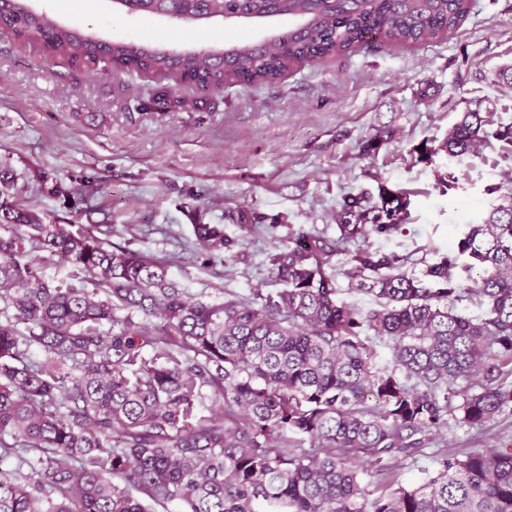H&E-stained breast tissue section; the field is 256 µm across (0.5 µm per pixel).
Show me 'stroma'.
I'll list each match as a JSON object with an SVG mask.
<instances>
[{
	"label": "stroma",
	"instance_id": "stroma-1",
	"mask_svg": "<svg viewBox=\"0 0 512 512\" xmlns=\"http://www.w3.org/2000/svg\"><path fill=\"white\" fill-rule=\"evenodd\" d=\"M51 17L112 39L186 41L200 47L257 37L252 28L216 25L188 35L176 24L72 0H35ZM512 0H472L459 29L433 43L359 50L295 67L278 83L230 84L205 93L134 72L104 75L47 59L0 35V167L13 173L11 195L53 224H95L117 248L164 261L171 275L207 300L253 299L280 290L269 262L289 231L336 238L340 199L379 186L411 190L409 218L372 247L407 257L422 273L448 255L465 225L487 217L512 191V158L497 142L451 158L417 159L422 141L440 143L473 101L492 127L512 125ZM168 93L167 107L155 106ZM393 131L373 156L359 145ZM62 181L90 177L86 209L71 213L41 186L39 172ZM266 215L243 231L239 208ZM220 224L240 239L229 264L209 260L195 224ZM512 444V415L478 431L449 421L425 447L393 465L399 484L437 468V452Z\"/></svg>",
	"mask_w": 512,
	"mask_h": 512
}]
</instances>
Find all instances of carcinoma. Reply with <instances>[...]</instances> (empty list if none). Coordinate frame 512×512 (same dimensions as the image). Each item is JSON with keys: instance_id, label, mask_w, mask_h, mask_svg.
<instances>
[{"instance_id": "carcinoma-1", "label": "carcinoma", "mask_w": 512, "mask_h": 512, "mask_svg": "<svg viewBox=\"0 0 512 512\" xmlns=\"http://www.w3.org/2000/svg\"><path fill=\"white\" fill-rule=\"evenodd\" d=\"M471 2L172 0V20L187 32L200 30L204 12L288 20L268 49L240 41L224 57L99 41L28 0H0V27L77 69L222 88L273 84L300 64L363 48L431 43L459 26ZM487 125L470 110L438 147L425 141L415 151L421 161L459 157L492 136L511 158L512 126ZM11 183L0 170V458L17 460L13 471L0 468V512H151L148 500L181 512H512V444L445 450L435 474L411 489L396 486L388 465L451 417L483 428L512 408L511 196L418 276L407 258L367 244L399 232L409 194L350 193L334 215L336 239L299 229L276 246L269 261L283 288L257 306L205 300L164 263L112 250L91 227L45 224L3 198ZM41 184L76 212L92 187L88 177L67 185L47 172ZM266 220L238 213L247 231ZM194 234L212 261L229 263L240 246L220 224H196ZM27 239L70 265L69 280L42 278ZM347 244L350 276L376 298L371 308L337 299L327 268ZM476 267L475 286L459 281L457 270ZM467 297L486 306L484 316L458 311ZM369 332L390 347L389 362L369 353ZM461 381L476 387L454 389ZM371 471L380 476L372 489Z\"/></svg>"}]
</instances>
